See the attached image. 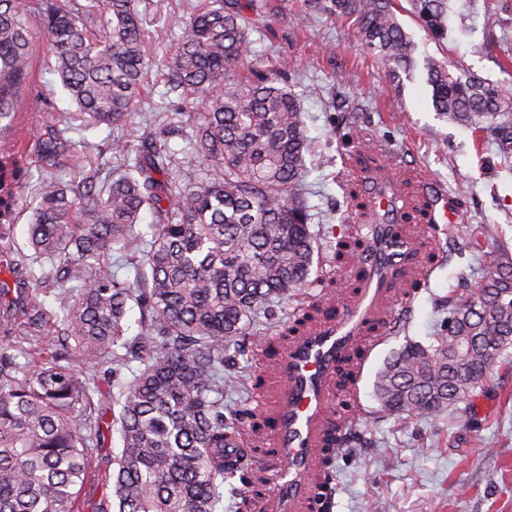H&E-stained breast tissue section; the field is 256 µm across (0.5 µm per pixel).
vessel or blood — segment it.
<instances>
[{
    "label": "vessel or blood",
    "mask_w": 512,
    "mask_h": 512,
    "mask_svg": "<svg viewBox=\"0 0 512 512\" xmlns=\"http://www.w3.org/2000/svg\"><path fill=\"white\" fill-rule=\"evenodd\" d=\"M372 202L385 212L391 235L373 243L354 275L355 289L343 300L325 297L319 311L296 335L275 342L266 382L256 409L266 423L248 436L250 482L268 487L252 512H332L333 496H320L318 475L325 457L335 453L334 437L343 422L341 396L352 386L357 353L370 338L387 334L403 298L402 287L422 275L421 258L438 224L458 221L447 196L435 199L423 226L401 224L402 207L392 180L369 177Z\"/></svg>",
    "instance_id": "1"
}]
</instances>
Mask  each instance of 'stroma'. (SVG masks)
Instances as JSON below:
<instances>
[{
	"instance_id": "obj_1",
	"label": "stroma",
	"mask_w": 512,
	"mask_h": 512,
	"mask_svg": "<svg viewBox=\"0 0 512 512\" xmlns=\"http://www.w3.org/2000/svg\"><path fill=\"white\" fill-rule=\"evenodd\" d=\"M197 0H138L153 56L136 98L131 122L116 127L72 121L68 138L90 143L108 157L114 139H131L145 124L163 127L172 116L164 97L158 61L181 29L177 17L188 15ZM446 41L436 42L405 9L397 16L414 43L416 60L433 56L449 62L462 76L497 83L512 96V0H450ZM34 37L31 83L38 105L22 101L17 138L29 152L31 180L52 172L64 177L70 159L50 161L31 149L45 123L73 106L50 72L47 38L40 26ZM258 59L291 61L297 74L306 134L313 151L306 157L305 188L311 206V231L317 239L313 286L280 302L274 319L260 320L255 336H243L224 350L225 371L238 386L224 393V413L254 408L252 377L269 362L256 338L276 336L302 301L318 295L323 259L332 252L324 230L361 226L371 211L358 207L369 189L365 166L388 163L398 194L416 210L430 197L446 193L466 213L465 229L440 225L429 252L439 260L428 265L420 288L402 309L400 321L371 354L356 398L342 397L344 411H355L349 424L351 446L341 448L334 464L335 506L332 512H512V348L494 366L487 383L449 413L432 421L404 422L381 412L373 396L374 380L384 361L407 342L430 344L448 318V297L463 283L483 280L501 255L512 257V168L505 167L488 134L442 119L434 111L431 89L421 75L396 83L363 48L352 24L326 16L277 21L272 31L251 33ZM362 133L360 153L351 157L339 144L343 127Z\"/></svg>"
}]
</instances>
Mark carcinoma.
<instances>
[{"label":"carcinoma","instance_id":"1","mask_svg":"<svg viewBox=\"0 0 512 512\" xmlns=\"http://www.w3.org/2000/svg\"><path fill=\"white\" fill-rule=\"evenodd\" d=\"M411 12L446 38L448 0H406ZM298 14L351 23L359 39L401 78L415 45L395 0H296ZM288 0H206L179 21L182 36L165 53L166 95L197 115L192 149L206 173L180 184L164 134L152 126L110 151L121 174L101 188L78 159L63 181L41 179L28 243L46 259L40 275L11 250L23 203L22 151L11 137L33 52L25 0H0V512H85L80 491L94 479L91 448L119 451L112 495L91 512H221L224 449L241 439L224 423V343L248 334L257 312L308 285L315 239L304 191L311 149L288 64L252 57L250 31L280 17ZM41 25L51 72L76 114L94 126L127 121L144 80L149 49L137 0H43ZM249 76H240V70ZM423 74L435 111L490 133L512 151V113L499 87L454 75L427 57ZM203 111L196 114L197 105ZM62 119L45 127L36 152L56 158L72 147ZM149 212L150 239L136 230ZM134 255L130 282L106 263L83 265L114 250ZM368 250L353 234L336 238L333 265H359ZM8 273L22 288H13ZM73 286H66L68 282ZM60 284L63 329L32 300ZM138 332L124 338L128 303ZM121 346V354L116 346ZM512 348V259L463 286L448 302V329L425 347L409 342L374 381L380 410L408 421L433 420L473 395ZM38 359L22 369L17 356ZM140 368L120 379L121 367ZM112 366L93 379L79 365ZM119 388L114 414L112 388Z\"/></svg>","mask_w":512,"mask_h":512}]
</instances>
